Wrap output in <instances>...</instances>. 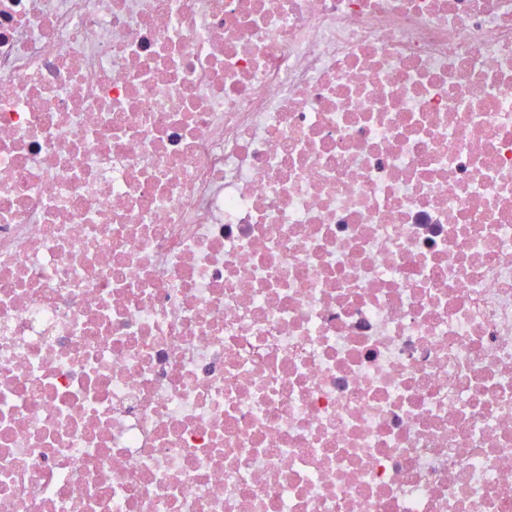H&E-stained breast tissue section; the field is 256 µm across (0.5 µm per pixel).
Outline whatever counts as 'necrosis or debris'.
I'll use <instances>...</instances> for the list:
<instances>
[{"label":"necrosis or debris","mask_w":512,"mask_h":512,"mask_svg":"<svg viewBox=\"0 0 512 512\" xmlns=\"http://www.w3.org/2000/svg\"><path fill=\"white\" fill-rule=\"evenodd\" d=\"M0 512H512V0H0Z\"/></svg>","instance_id":"necrosis-or-debris-1"}]
</instances>
